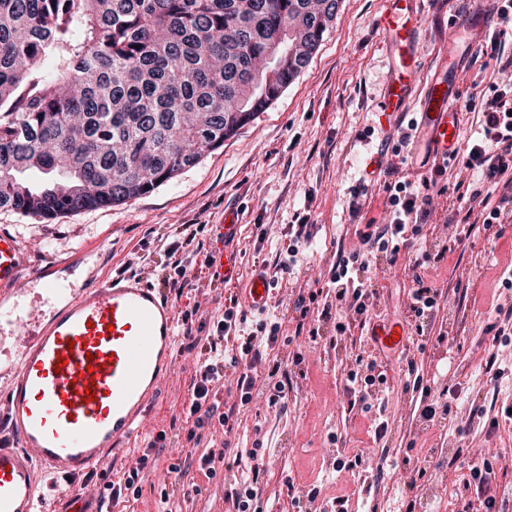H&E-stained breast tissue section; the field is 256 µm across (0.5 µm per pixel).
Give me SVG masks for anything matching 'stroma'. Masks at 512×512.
Returning <instances> with one entry per match:
<instances>
[{"instance_id":"obj_1","label":"stroma","mask_w":512,"mask_h":512,"mask_svg":"<svg viewBox=\"0 0 512 512\" xmlns=\"http://www.w3.org/2000/svg\"><path fill=\"white\" fill-rule=\"evenodd\" d=\"M422 13L420 42L424 76L435 74L448 59L449 43L464 46L458 69L464 96L489 92L500 79L495 58L485 42L497 22L494 0H484L483 19L476 31L459 30L458 19L471 0H418ZM384 0H342L335 21L309 66L264 112L223 147L186 169L152 193L127 203L78 211L42 223L0 211V232L17 236L27 269H54L69 277L83 266L79 251L95 248L101 276L113 279L134 271L149 285H163L168 270L164 251L183 224L202 225L199 248L185 253L188 284L173 302L177 312L201 306L221 316L230 295L240 293L258 267V256H272L283 245L282 234L295 212L308 213L314 225L313 247L293 274L280 280L275 292L283 304L275 314L282 335L271 358L291 373L292 392L285 406L268 407L256 399L240 414L231 435L204 429L214 447L229 444L246 452L255 442L265 448L267 502L263 512H308L307 492L321 486L322 497L346 495L349 512H408L412 506L404 483L412 469H432V494L424 495L428 512H453L458 488L455 457L467 448L504 443L500 432H483L460 440L447 420L421 421L416 395L406 388L404 367L414 359L425 379L443 387L461 384L462 401L491 404L512 400V378L491 383L485 372V330L493 323L496 305H512V292H498L502 272L512 269V223L500 238L482 226L456 242V225L447 223L446 198L429 221L422 247L435 258L426 278L441 289L439 308L426 322L421 346L395 353L371 343L360 329L339 345L331 344L335 315L316 321L317 341L296 335L299 314L287 299L315 282H326L337 249H351L358 239V219L349 211L350 192L364 175L367 160L376 155L383 135L378 104L393 59L378 27ZM372 137H364V130ZM233 212L237 234L232 243L239 256V274L231 283L215 281L205 260L210 252L212 225ZM371 276L379 290L372 310L376 319L408 324L412 279L403 268L375 260ZM364 353L384 370L388 380L389 425L375 438L374 425L359 409L350 408L343 373L357 353ZM196 355L177 344L172 370L159 386L157 403L140 426L135 446L108 452L113 477L132 467L149 438L166 432L165 447L152 471L141 482L138 498L120 512H226L224 483L237 470L220 469L207 479L196 467H185L189 452L185 436L171 428L189 397ZM363 454L369 473H380L374 492H366L361 475L333 472L337 456ZM179 472H170V465ZM170 491L162 500L161 491Z\"/></svg>"}]
</instances>
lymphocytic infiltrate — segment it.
Wrapping results in <instances>:
<instances>
[{
  "label": "lymphocytic infiltrate",
  "instance_id": "f902f5d3",
  "mask_svg": "<svg viewBox=\"0 0 512 512\" xmlns=\"http://www.w3.org/2000/svg\"><path fill=\"white\" fill-rule=\"evenodd\" d=\"M465 108L473 112L480 125L478 137L454 148L448 162H431L428 176L416 182L402 175L396 158L414 141L418 125L412 120L399 125L390 153L381 154L378 163L384 177L387 221L367 223L358 234V246L338 252L329 270L328 285L334 292L333 301H323V292L319 289L297 295L293 306L301 316L321 308L343 310L344 319L336 323V337L340 340L352 327H366L378 294L370 276L373 258L380 256L394 265L404 256L415 284L410 294L415 333L423 335L422 320L438 309L441 293L425 281L423 274L431 264V256L418 250L416 244L427 234V220L434 209L435 198L447 195L449 187L465 188L470 200L479 202L485 227L512 219V83L503 81L493 85L491 94L478 100L469 99ZM452 171L461 174L453 184L448 181ZM311 229L308 216H297L295 224L289 225L285 233L286 244L273 259L263 260V267L293 271L312 246ZM247 320V311L238 299H230L209 334L192 338L187 345L188 350L198 353L191 399L182 410L185 419L192 422L187 442L200 444L202 430L212 424L220 426L224 432H232L241 408L253 399L260 373H267L274 380L273 385L265 389L268 406L273 408L286 403L290 390L288 372L280 365L267 362L268 351L277 344L282 325L267 318L251 329ZM231 344L236 346L237 352L229 357L225 351ZM228 370L234 375L237 398L224 406L218 400V392ZM407 374L413 379L422 418L445 416L450 429L460 436L478 432L486 413L484 405L472 404L468 414H461L456 391H433L431 385L424 383L415 362H408ZM386 383L385 373L377 370L375 362L360 355L355 356L344 379L345 391L361 410L373 412L374 434L378 437L383 436L388 427ZM165 438V433H158L155 440L148 442L135 467L125 471L121 479L105 483L109 502L139 495L141 475L153 469L161 452L160 443ZM231 459L241 478L226 487V503L230 504L231 512H258L265 489L261 457L253 449L235 454ZM461 466L466 474L464 491L455 498L457 512H506L507 500L502 495L498 459L474 456L464 459Z\"/></svg>",
  "mask_w": 512,
  "mask_h": 512
}]
</instances>
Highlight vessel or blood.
<instances>
[{"label": "vessel or blood", "instance_id": "b4317fda", "mask_svg": "<svg viewBox=\"0 0 512 512\" xmlns=\"http://www.w3.org/2000/svg\"><path fill=\"white\" fill-rule=\"evenodd\" d=\"M380 28L393 56L381 116L393 122L409 99H416L430 156L447 158L459 133V78L445 73L417 88L421 53L415 0H385ZM235 234L229 213L213 227L209 269L217 280L237 278L239 257L228 245ZM23 267L21 242L0 233V287ZM94 275L89 266L84 282L70 283L32 272V282L56 303L46 323L32 325L31 315L16 307L0 311V334L29 331L19 359L0 360V377L11 379L7 406L16 438L15 447L0 448V512H44L41 472L78 478L93 470L101 454L135 440L159 381L171 369L178 339L172 300L132 273L92 289L87 281ZM268 282V276L258 275L243 288L252 311L267 308ZM367 334L389 351L402 350L408 341L396 323L370 324Z\"/></svg>", "mask_w": 512, "mask_h": 512}]
</instances>
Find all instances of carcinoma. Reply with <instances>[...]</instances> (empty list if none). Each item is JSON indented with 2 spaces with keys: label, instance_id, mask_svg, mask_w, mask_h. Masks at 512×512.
<instances>
[{
  "label": "carcinoma",
  "instance_id": "obj_1",
  "mask_svg": "<svg viewBox=\"0 0 512 512\" xmlns=\"http://www.w3.org/2000/svg\"><path fill=\"white\" fill-rule=\"evenodd\" d=\"M335 19L336 0H0V209L49 221L175 179L277 100Z\"/></svg>",
  "mask_w": 512,
  "mask_h": 512
}]
</instances>
